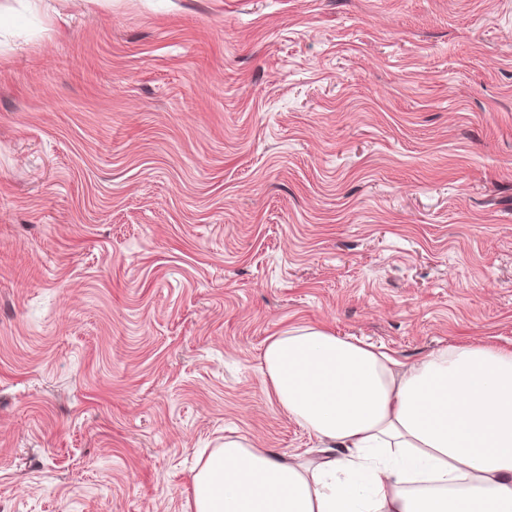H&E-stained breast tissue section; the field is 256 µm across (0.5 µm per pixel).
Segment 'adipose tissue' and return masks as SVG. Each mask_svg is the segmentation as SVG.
<instances>
[{"label":"adipose tissue","mask_w":512,"mask_h":512,"mask_svg":"<svg viewBox=\"0 0 512 512\" xmlns=\"http://www.w3.org/2000/svg\"><path fill=\"white\" fill-rule=\"evenodd\" d=\"M258 370L317 455L225 437L190 512H512V351L461 344L406 363L297 325L266 339Z\"/></svg>","instance_id":"1"}]
</instances>
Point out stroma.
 <instances>
[{
    "instance_id": "35a3bbf8",
    "label": "stroma",
    "mask_w": 512,
    "mask_h": 512,
    "mask_svg": "<svg viewBox=\"0 0 512 512\" xmlns=\"http://www.w3.org/2000/svg\"><path fill=\"white\" fill-rule=\"evenodd\" d=\"M324 326L512 348V0H0V512H186Z\"/></svg>"
}]
</instances>
